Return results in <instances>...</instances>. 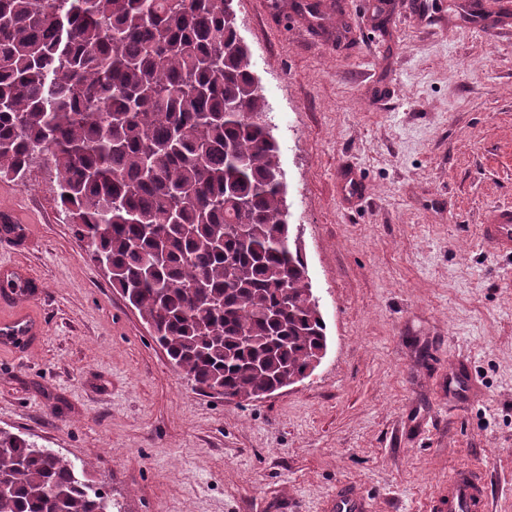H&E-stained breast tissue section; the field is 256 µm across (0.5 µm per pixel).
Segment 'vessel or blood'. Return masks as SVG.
<instances>
[{
    "mask_svg": "<svg viewBox=\"0 0 512 512\" xmlns=\"http://www.w3.org/2000/svg\"><path fill=\"white\" fill-rule=\"evenodd\" d=\"M482 237L496 252L512 251V205L494 207L482 226ZM41 293L37 278L27 270L9 264L0 265V306L9 314L0 315V345L23 356L28 343L41 335L43 325L26 310ZM334 512H364L363 500L348 487H340L332 503ZM448 512H487L488 493L481 472L460 466L448 474Z\"/></svg>",
    "mask_w": 512,
    "mask_h": 512,
    "instance_id": "1",
    "label": "vessel or blood"
}]
</instances>
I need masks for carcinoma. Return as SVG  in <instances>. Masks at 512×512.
<instances>
[{
  "label": "carcinoma",
  "instance_id": "obj_1",
  "mask_svg": "<svg viewBox=\"0 0 512 512\" xmlns=\"http://www.w3.org/2000/svg\"><path fill=\"white\" fill-rule=\"evenodd\" d=\"M232 0H0V178L53 167L93 263L197 389L241 401L327 349ZM0 429V512H112Z\"/></svg>",
  "mask_w": 512,
  "mask_h": 512
}]
</instances>
